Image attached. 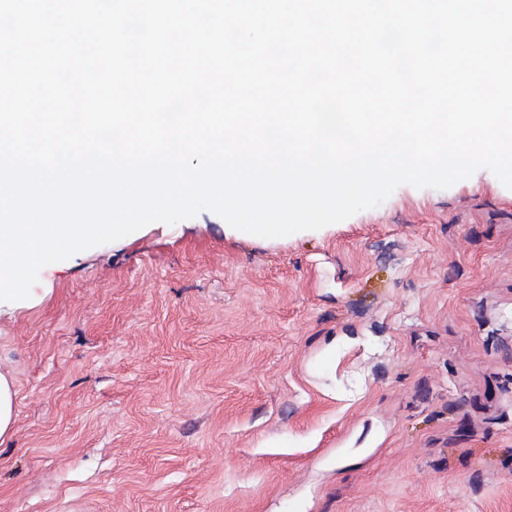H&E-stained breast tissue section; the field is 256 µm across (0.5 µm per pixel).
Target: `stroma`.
Here are the masks:
<instances>
[{
  "label": "stroma",
  "instance_id": "35a3bbf8",
  "mask_svg": "<svg viewBox=\"0 0 512 512\" xmlns=\"http://www.w3.org/2000/svg\"><path fill=\"white\" fill-rule=\"evenodd\" d=\"M0 512H512V189L202 212L0 303ZM15 395L13 379L0 372V443L9 437L13 430Z\"/></svg>",
  "mask_w": 512,
  "mask_h": 512
}]
</instances>
